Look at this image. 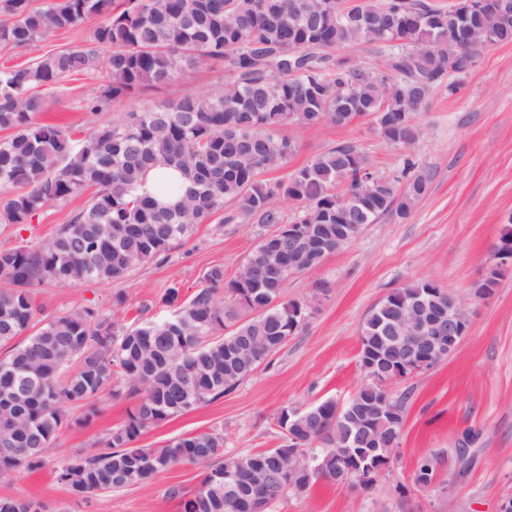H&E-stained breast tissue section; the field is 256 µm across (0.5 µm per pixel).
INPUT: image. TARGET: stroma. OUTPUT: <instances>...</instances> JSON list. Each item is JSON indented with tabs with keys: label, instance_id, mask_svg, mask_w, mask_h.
I'll return each mask as SVG.
<instances>
[{
	"label": "stroma",
	"instance_id": "35a3bbf8",
	"mask_svg": "<svg viewBox=\"0 0 512 512\" xmlns=\"http://www.w3.org/2000/svg\"><path fill=\"white\" fill-rule=\"evenodd\" d=\"M106 79L102 68L70 77L45 95L39 121L83 125L87 116L79 102ZM447 80L456 84V93L446 85L436 87L418 117L421 135L408 146L386 142L363 120L346 127L293 130L298 151L290 168L348 141L400 189L405 186L401 170L405 162H413L428 175L427 190L407 220L364 225L355 240L328 254L318 270L290 276L284 293L290 300L309 298L317 281L328 288L303 330L234 391L152 428L140 446L154 448L178 436L217 430L230 452L278 447L283 441L277 424L281 409L329 398L342 403L364 383L358 359L367 311L392 290L428 278L471 299V324L451 357L393 385V394L405 396L406 403L400 447L389 468L367 488L320 481L307 491L287 493L273 512H500L512 499V269L492 295H475L504 225L512 223V43L487 47L473 69ZM221 82L220 72L196 71L168 88L113 103L104 116L118 119L187 91H212ZM84 202L79 196L46 207L39 221L25 228L0 224V247L49 240ZM259 231V224H226L216 214L168 262L145 264L118 284L47 283L36 289L35 304L45 317L92 302L108 311L120 290L127 301L119 320L129 325L142 306L161 314L159 299L171 283L191 295L213 265L223 266L225 277L233 278ZM133 404L123 395H103L88 421L60 432L41 469L0 475V498L33 499L49 512H181L179 498L168 490L186 493L199 487L202 475L188 465L151 484L84 500L70 498L55 481V467L94 447L106 429L127 419ZM461 447L468 450L464 468L457 459ZM423 458L434 461L435 477L418 491L410 477Z\"/></svg>",
	"mask_w": 512,
	"mask_h": 512
}]
</instances>
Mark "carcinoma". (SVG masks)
<instances>
[{"label": "carcinoma", "mask_w": 512, "mask_h": 512, "mask_svg": "<svg viewBox=\"0 0 512 512\" xmlns=\"http://www.w3.org/2000/svg\"><path fill=\"white\" fill-rule=\"evenodd\" d=\"M376 17L368 29H353L349 7ZM8 20L0 45L28 52L47 38L103 15L80 45L36 55L0 69L1 224L30 225L42 210L92 190L55 235L40 245L0 250V473L35 471L57 434L78 411L89 419L103 394L137 398L127 420L55 471L62 490L80 496L151 483L160 474L191 465L201 470L200 486L182 497L183 512H243L230 501L224 469L244 482L261 470L307 459L308 480L270 493L266 512L288 491L303 492L336 470L353 439L344 418L348 408L333 399L278 415L283 444L259 452H227L224 433L187 434L156 448L137 446L151 428L236 389L246 376L248 354L269 364L305 327L313 303L327 292L317 282L313 296L284 299L291 275H269L281 249L279 227H287L282 202L302 209L296 223L305 271L341 250L363 226L389 216L405 219L426 192L428 176L406 163L403 191L382 180L369 191L370 159L350 142H340L283 177L264 174L288 168L297 151L286 127L331 123L346 127L368 121L386 141L409 145L419 127L409 123L429 104L433 86L460 64L453 8L429 0H0ZM491 44L512 42V11L497 16ZM417 45L388 56L383 70H369L344 54L366 44L374 53L390 44ZM105 58L107 82L81 100L91 115L84 130L42 123L41 92L67 78L92 71ZM208 68L223 73L213 94L185 93L157 107L100 119L114 101L166 88L185 73ZM178 170L184 185L172 204H160L138 189L158 163ZM226 224L255 219L272 228L261 235L240 271L226 279L214 265L202 287L185 297L173 282L159 304L169 316L120 324L117 309L127 301L118 291L112 312L96 305L49 317L35 327L34 291L46 283H114L137 267L163 263L177 244L216 213ZM504 268L494 266L478 286L484 297L498 285ZM441 285L423 280L396 288L365 316L360 333V367L365 383L355 393L358 414L373 418L357 448L385 456L398 447L397 420L404 402L392 399L394 414L381 415L380 386L369 366L396 358L391 336L398 308L421 300L428 313L448 306ZM0 512H47L41 502L6 499Z\"/></svg>", "instance_id": "1"}]
</instances>
